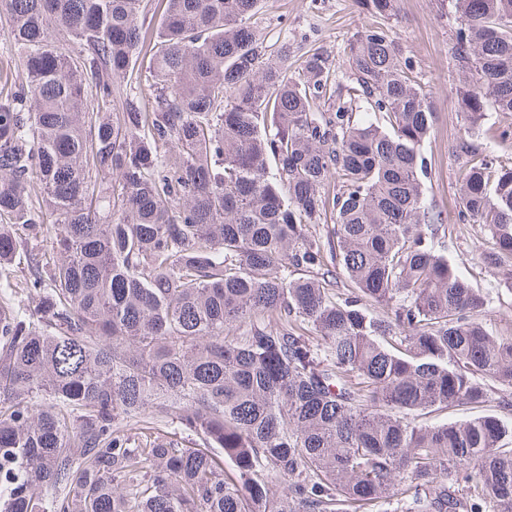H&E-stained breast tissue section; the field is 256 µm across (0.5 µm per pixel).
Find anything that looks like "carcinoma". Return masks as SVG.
Wrapping results in <instances>:
<instances>
[{
    "instance_id": "1",
    "label": "carcinoma",
    "mask_w": 512,
    "mask_h": 512,
    "mask_svg": "<svg viewBox=\"0 0 512 512\" xmlns=\"http://www.w3.org/2000/svg\"><path fill=\"white\" fill-rule=\"evenodd\" d=\"M162 2L155 28L145 0H0V269L28 270L0 293V512H512V421H420L512 407V334L436 249L396 0H364L344 80L288 67L259 0ZM448 15L473 134L512 113V0ZM466 156L512 291V167ZM491 405L492 407H484L477 409H467L461 407L459 409H450L448 410V413L446 411L440 413H432L430 415H427V417L423 418L422 420L428 424H439L447 421L462 420L474 415L484 413H496L505 420L512 419V411H503L497 406L498 404L496 403V401Z\"/></svg>"
}]
</instances>
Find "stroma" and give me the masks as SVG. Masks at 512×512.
<instances>
[{"label": "stroma", "instance_id": "1", "mask_svg": "<svg viewBox=\"0 0 512 512\" xmlns=\"http://www.w3.org/2000/svg\"><path fill=\"white\" fill-rule=\"evenodd\" d=\"M362 0H261L257 23L268 42L287 41L288 61L296 63L309 50L328 56L337 75L347 70L345 49L352 36L371 23ZM404 55L415 61L419 76L434 95V132L423 152L432 165L427 203L447 217L441 252L473 287L489 295L494 330L512 333V292L499 284L481 262L487 237L480 225L458 215L461 161L455 153L464 131L457 119L455 88L461 76L454 68L451 29L441 0H397L396 12L385 22ZM492 133L474 139L479 153L501 166H512V113L488 112Z\"/></svg>", "mask_w": 512, "mask_h": 512}]
</instances>
